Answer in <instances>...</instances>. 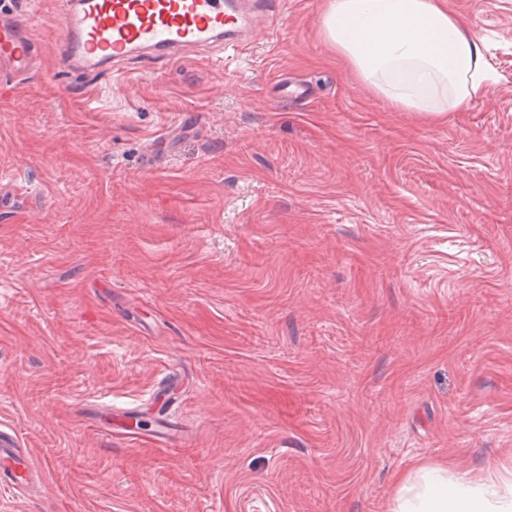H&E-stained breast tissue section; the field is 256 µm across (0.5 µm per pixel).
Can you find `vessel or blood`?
<instances>
[{"label":"vessel or blood","mask_w":512,"mask_h":512,"mask_svg":"<svg viewBox=\"0 0 512 512\" xmlns=\"http://www.w3.org/2000/svg\"><path fill=\"white\" fill-rule=\"evenodd\" d=\"M286 0H61V52L81 74L140 48L168 55L207 40L236 47L243 30L282 13ZM34 15L17 7L0 14V72L30 73ZM39 473L27 449L0 433V491L26 492Z\"/></svg>","instance_id":"1"}]
</instances>
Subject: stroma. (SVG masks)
<instances>
[{"label": "stroma", "mask_w": 512, "mask_h": 512, "mask_svg": "<svg viewBox=\"0 0 512 512\" xmlns=\"http://www.w3.org/2000/svg\"><path fill=\"white\" fill-rule=\"evenodd\" d=\"M492 78L429 121L288 0L242 50L0 76V512H388L397 476L512 479V0H445ZM286 84L311 99L292 103ZM168 414L187 445L125 438ZM19 446L10 436L0 433V491L23 495L41 472L32 462L27 448Z\"/></svg>", "instance_id": "1"}]
</instances>
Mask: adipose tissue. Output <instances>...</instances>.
I'll list each match as a JSON object with an SVG mask.
<instances>
[{
  "instance_id": "1",
  "label": "adipose tissue",
  "mask_w": 512,
  "mask_h": 512,
  "mask_svg": "<svg viewBox=\"0 0 512 512\" xmlns=\"http://www.w3.org/2000/svg\"><path fill=\"white\" fill-rule=\"evenodd\" d=\"M321 33L377 93L424 117L467 108L487 77L476 37L439 0H327ZM391 504L390 512H512V482L424 462L396 481Z\"/></svg>"
}]
</instances>
